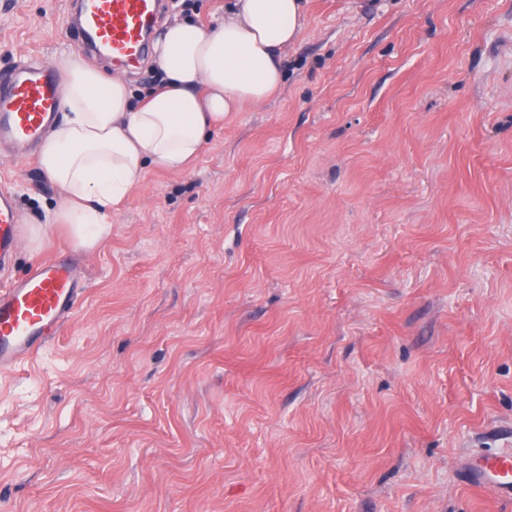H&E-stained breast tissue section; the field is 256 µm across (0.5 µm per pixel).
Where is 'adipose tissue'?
Returning <instances> with one entry per match:
<instances>
[{
  "mask_svg": "<svg viewBox=\"0 0 512 512\" xmlns=\"http://www.w3.org/2000/svg\"><path fill=\"white\" fill-rule=\"evenodd\" d=\"M305 5L233 0L216 25L170 24L154 43L163 85L138 106L122 77L76 55L65 59L64 118L39 150L42 172L61 191L47 224L66 225L79 246H96L110 232L112 207L149 169L184 172L233 113L278 93Z\"/></svg>",
  "mask_w": 512,
  "mask_h": 512,
  "instance_id": "adipose-tissue-1",
  "label": "adipose tissue"
}]
</instances>
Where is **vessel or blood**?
<instances>
[{
	"label": "vessel or blood",
	"instance_id": "1",
	"mask_svg": "<svg viewBox=\"0 0 512 512\" xmlns=\"http://www.w3.org/2000/svg\"><path fill=\"white\" fill-rule=\"evenodd\" d=\"M158 0H83L73 25L84 43L105 49L113 58L132 59L147 45L145 29L153 21ZM64 91L62 71L44 63L16 67L0 81V145L27 160L57 116ZM20 245V216L8 184L0 185V273L5 272ZM88 285L68 253L58 251L34 263L19 280L0 286V372L14 369L38 353L71 320ZM467 482L477 490H492L512 502V455L473 461Z\"/></svg>",
	"mask_w": 512,
	"mask_h": 512
}]
</instances>
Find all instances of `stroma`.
<instances>
[{"label": "stroma", "mask_w": 512, "mask_h": 512, "mask_svg": "<svg viewBox=\"0 0 512 512\" xmlns=\"http://www.w3.org/2000/svg\"><path fill=\"white\" fill-rule=\"evenodd\" d=\"M72 10L0 0V75L79 52ZM284 72L95 247L22 241L89 288L0 375V512H512L464 479L512 453V0H308ZM1 180L26 228L60 195Z\"/></svg>", "instance_id": "35a3bbf8"}]
</instances>
